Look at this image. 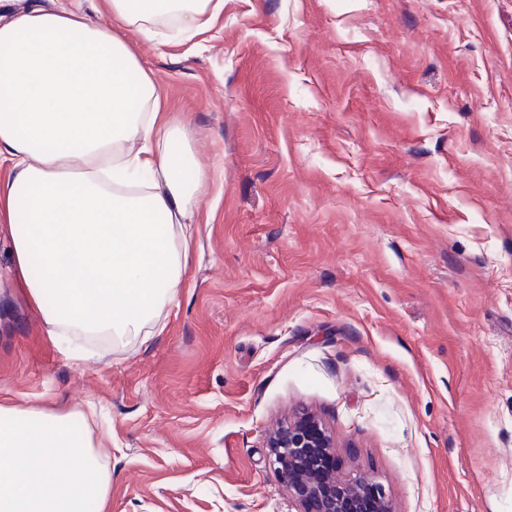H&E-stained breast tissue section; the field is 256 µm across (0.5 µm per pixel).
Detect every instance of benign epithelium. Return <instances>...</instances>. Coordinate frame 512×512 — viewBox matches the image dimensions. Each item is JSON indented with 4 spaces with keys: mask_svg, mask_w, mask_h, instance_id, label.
<instances>
[{
    "mask_svg": "<svg viewBox=\"0 0 512 512\" xmlns=\"http://www.w3.org/2000/svg\"><path fill=\"white\" fill-rule=\"evenodd\" d=\"M270 462L299 507L297 512H393L382 484L363 474L326 469L336 457L334 438L321 419L300 412L269 437Z\"/></svg>",
    "mask_w": 512,
    "mask_h": 512,
    "instance_id": "1",
    "label": "benign epithelium"
}]
</instances>
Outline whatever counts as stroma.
<instances>
[{"instance_id":"1","label":"stroma","mask_w":512,"mask_h":512,"mask_svg":"<svg viewBox=\"0 0 512 512\" xmlns=\"http://www.w3.org/2000/svg\"><path fill=\"white\" fill-rule=\"evenodd\" d=\"M135 48L205 175L184 286L72 360L1 221L0 399L103 406L112 512H297L301 409L394 512H512V0H224Z\"/></svg>"}]
</instances>
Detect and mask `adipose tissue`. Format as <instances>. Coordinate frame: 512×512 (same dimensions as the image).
Listing matches in <instances>:
<instances>
[{"mask_svg": "<svg viewBox=\"0 0 512 512\" xmlns=\"http://www.w3.org/2000/svg\"><path fill=\"white\" fill-rule=\"evenodd\" d=\"M223 0H38L0 15V219L17 287L52 336H151L181 288L203 175L187 130L113 26L207 30ZM103 440L69 413L0 402V512L111 508Z\"/></svg>", "mask_w": 512, "mask_h": 512, "instance_id": "obj_1", "label": "adipose tissue"}]
</instances>
